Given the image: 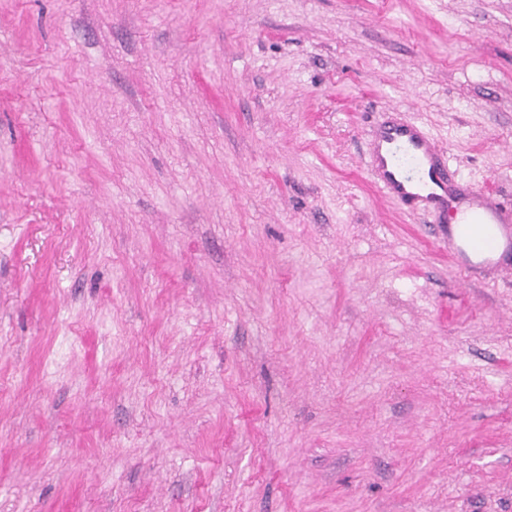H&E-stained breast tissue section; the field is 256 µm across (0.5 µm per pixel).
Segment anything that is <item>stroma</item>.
<instances>
[{
	"instance_id": "obj_1",
	"label": "stroma",
	"mask_w": 512,
	"mask_h": 512,
	"mask_svg": "<svg viewBox=\"0 0 512 512\" xmlns=\"http://www.w3.org/2000/svg\"><path fill=\"white\" fill-rule=\"evenodd\" d=\"M512 0H0V512H512ZM445 154L422 126L398 118L383 123L369 140L370 170L387 197L417 210L451 215L448 253L468 275L491 265L490 257L503 241L512 248V213L490 193L473 190L470 198L460 193ZM469 255L484 258L473 262Z\"/></svg>"
}]
</instances>
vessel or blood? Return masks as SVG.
<instances>
[{
    "mask_svg": "<svg viewBox=\"0 0 512 512\" xmlns=\"http://www.w3.org/2000/svg\"><path fill=\"white\" fill-rule=\"evenodd\" d=\"M445 154L422 126L398 118L383 123L368 148L370 170L387 197L417 210L449 215L448 251L468 272L490 265L500 246L512 248V211L490 193H460Z\"/></svg>",
    "mask_w": 512,
    "mask_h": 512,
    "instance_id": "vessel-or-blood-1",
    "label": "vessel or blood"
}]
</instances>
